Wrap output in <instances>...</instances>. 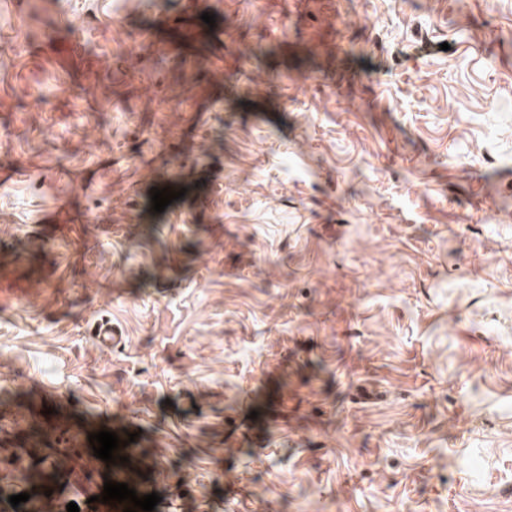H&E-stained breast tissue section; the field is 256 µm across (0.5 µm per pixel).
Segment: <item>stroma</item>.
Returning a JSON list of instances; mask_svg holds the SVG:
<instances>
[{
  "instance_id": "obj_1",
  "label": "stroma",
  "mask_w": 512,
  "mask_h": 512,
  "mask_svg": "<svg viewBox=\"0 0 512 512\" xmlns=\"http://www.w3.org/2000/svg\"><path fill=\"white\" fill-rule=\"evenodd\" d=\"M209 2L165 52L184 0H0V476L53 512L108 479L512 512V0ZM107 427L154 461L96 458Z\"/></svg>"
}]
</instances>
